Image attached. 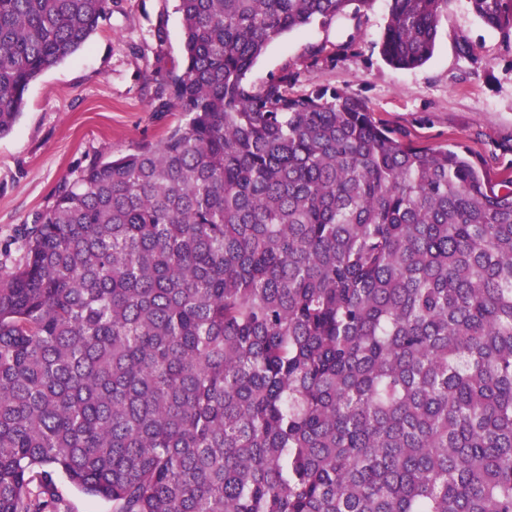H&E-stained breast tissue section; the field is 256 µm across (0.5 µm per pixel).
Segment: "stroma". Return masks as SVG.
I'll return each mask as SVG.
<instances>
[{
    "instance_id": "1",
    "label": "stroma",
    "mask_w": 512,
    "mask_h": 512,
    "mask_svg": "<svg viewBox=\"0 0 512 512\" xmlns=\"http://www.w3.org/2000/svg\"><path fill=\"white\" fill-rule=\"evenodd\" d=\"M175 0H114L111 14L87 46L34 80L12 130L0 136V263L19 254L13 242L56 187L75 180L97 159L156 143L177 124V109L159 111L158 83L184 64L182 17ZM388 0L360 15L313 23L270 43L246 80L261 87L287 72L289 90L318 84L347 90L375 121L420 146L456 141L488 161L493 180L512 176V43L486 27L468 0H450L432 58L397 70L379 52ZM165 24L167 39L153 31ZM473 44L482 70L461 57L459 40Z\"/></svg>"
}]
</instances>
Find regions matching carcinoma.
I'll list each match as a JSON object with an SVG mask.
<instances>
[{
    "instance_id": "obj_1",
    "label": "carcinoma",
    "mask_w": 512,
    "mask_h": 512,
    "mask_svg": "<svg viewBox=\"0 0 512 512\" xmlns=\"http://www.w3.org/2000/svg\"><path fill=\"white\" fill-rule=\"evenodd\" d=\"M375 0H178L182 112L63 181L0 266V512H512V177L351 93L255 89ZM512 39V0H469ZM449 0H390L396 69ZM112 0H0V136ZM61 512H112V501L92 497L75 488L64 476L56 478Z\"/></svg>"
}]
</instances>
